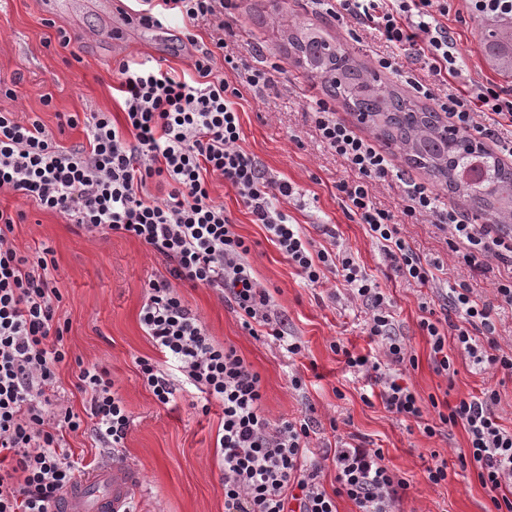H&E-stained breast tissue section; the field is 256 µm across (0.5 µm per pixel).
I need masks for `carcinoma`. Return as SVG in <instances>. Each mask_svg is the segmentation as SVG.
Instances as JSON below:
<instances>
[{"label":"carcinoma","mask_w":512,"mask_h":512,"mask_svg":"<svg viewBox=\"0 0 512 512\" xmlns=\"http://www.w3.org/2000/svg\"><path fill=\"white\" fill-rule=\"evenodd\" d=\"M480 30L490 64L512 78V26L482 23ZM288 41L350 111L367 115L386 143L405 149L410 163L426 169L435 185L462 193L472 207L498 220L512 218V168L488 152L456 149L438 134L436 112L368 78L349 53L330 52V44L311 29L298 28Z\"/></svg>","instance_id":"carcinoma-1"}]
</instances>
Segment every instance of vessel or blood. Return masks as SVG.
<instances>
[{
	"label": "vessel or blood",
	"mask_w": 512,
	"mask_h": 512,
	"mask_svg": "<svg viewBox=\"0 0 512 512\" xmlns=\"http://www.w3.org/2000/svg\"><path fill=\"white\" fill-rule=\"evenodd\" d=\"M131 486L127 471H100L79 481L58 508L60 512H123Z\"/></svg>",
	"instance_id": "1"
}]
</instances>
